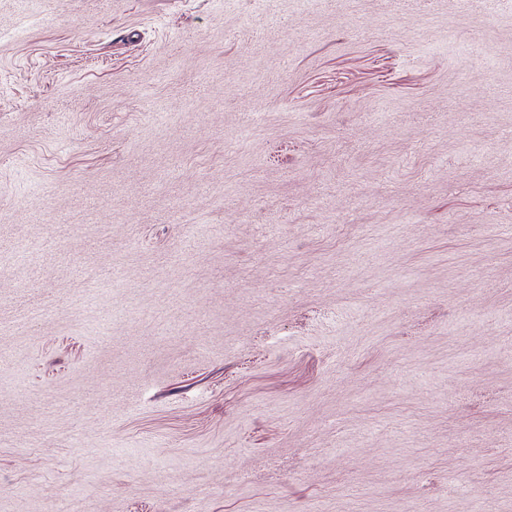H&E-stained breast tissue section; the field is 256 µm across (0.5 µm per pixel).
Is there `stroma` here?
Instances as JSON below:
<instances>
[{"mask_svg":"<svg viewBox=\"0 0 512 512\" xmlns=\"http://www.w3.org/2000/svg\"><path fill=\"white\" fill-rule=\"evenodd\" d=\"M1 240L0 512H512V0H0Z\"/></svg>","mask_w":512,"mask_h":512,"instance_id":"35a3bbf8","label":"stroma"}]
</instances>
